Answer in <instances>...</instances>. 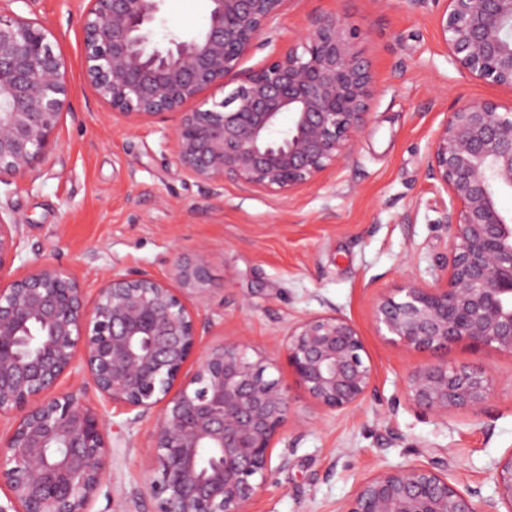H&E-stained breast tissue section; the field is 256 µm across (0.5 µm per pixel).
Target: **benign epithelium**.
Instances as JSON below:
<instances>
[{"mask_svg": "<svg viewBox=\"0 0 512 512\" xmlns=\"http://www.w3.org/2000/svg\"><path fill=\"white\" fill-rule=\"evenodd\" d=\"M163 0H88L82 14L84 78L97 97L139 123L180 114L172 135L182 173L216 188L228 179L256 194L292 195L325 170L354 162L376 85L357 34L313 15L296 44L240 74L256 39L290 0H210L203 31L152 40ZM451 63L478 81L512 88V0H435ZM68 65L37 21L0 8V185L34 175L56 142L69 95ZM240 76L220 101L209 96ZM195 106L184 111L186 104ZM426 171L449 197L438 223L448 252L432 282L381 292L373 319L392 342L430 352L403 380L407 402L435 416L483 410L490 370L448 365L465 344L512 352V106L463 102L429 144ZM23 247L21 224L0 205V512H91L112 466L113 426L68 374L140 418L162 405L155 475L139 496L156 512H249L273 474L272 456L293 414L286 388L238 340L205 349L209 253L180 259L173 279L145 271L103 278L93 300L73 274L44 264L5 278ZM81 363H76V352ZM324 410L361 407L376 392L355 325L315 314L275 346ZM195 361L191 378L184 368ZM496 497L448 477V461L384 466L362 479L338 512H512V449L492 473Z\"/></svg>", "mask_w": 512, "mask_h": 512, "instance_id": "benign-epithelium-1", "label": "benign epithelium"}]
</instances>
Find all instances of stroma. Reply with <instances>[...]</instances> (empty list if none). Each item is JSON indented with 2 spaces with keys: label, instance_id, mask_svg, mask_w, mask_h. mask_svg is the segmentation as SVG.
<instances>
[{
  "label": "stroma",
  "instance_id": "stroma-1",
  "mask_svg": "<svg viewBox=\"0 0 512 512\" xmlns=\"http://www.w3.org/2000/svg\"><path fill=\"white\" fill-rule=\"evenodd\" d=\"M86 5L30 0L22 9L52 32L54 50L67 58L70 96L58 143L36 177L0 194L25 240L11 274L52 264L75 275L91 299L111 271L169 279L178 257L206 248L212 291L200 313L210 323L202 344L237 339L253 360L272 356L277 336L307 316L351 320L374 366L375 398L331 413L296 384L286 362L271 369L288 388L296 418L275 445L288 462L274 470L252 512H338L363 477L434 458L447 460L454 478L482 498L494 497L491 473L512 450V353L449 349V364L493 370L494 393L478 416L422 413L406 402L403 379L425 356L383 336L372 303L410 277L430 280L447 254L448 230L439 218L449 198L425 168L447 112L460 100L510 105L512 89L472 79L449 62L434 0H291L241 68L255 69L273 47L296 43L312 15H336L357 31L356 49L379 87L355 141L357 163L327 170L289 197L247 193L229 180L216 190L179 170L171 146L176 114L131 126L85 84ZM209 8V0H164L156 39L203 26ZM84 391L105 420L127 424L93 512H155L154 500L137 504L133 495L153 468L159 410L130 423L102 402L92 381Z\"/></svg>",
  "mask_w": 512,
  "mask_h": 512
}]
</instances>
